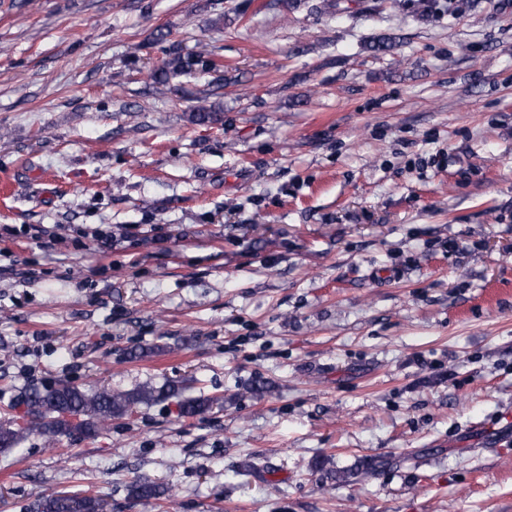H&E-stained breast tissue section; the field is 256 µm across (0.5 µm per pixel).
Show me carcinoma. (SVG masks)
I'll return each instance as SVG.
<instances>
[{
	"label": "carcinoma",
	"instance_id": "carcinoma-1",
	"mask_svg": "<svg viewBox=\"0 0 512 512\" xmlns=\"http://www.w3.org/2000/svg\"><path fill=\"white\" fill-rule=\"evenodd\" d=\"M155 42L166 44L165 58L152 73L153 80L159 84L216 67L211 58L183 54L179 44L171 41L168 31H158ZM182 390L184 387L176 382L159 389L142 388L130 392L105 387L85 389L70 383H59L44 390L35 388L27 400L26 420L19 423L8 419L0 423V450L16 448L33 432L50 442L74 431L93 436L105 421L127 414L133 406L158 398L178 397ZM210 406L211 400L201 396L180 401L182 416L189 418L204 413ZM169 492L170 487L151 481L139 482L132 487L143 512H155L160 507V500ZM104 508L101 498L96 495L64 496L56 492L43 496L36 506L37 512H104Z\"/></svg>",
	"mask_w": 512,
	"mask_h": 512
}]
</instances>
